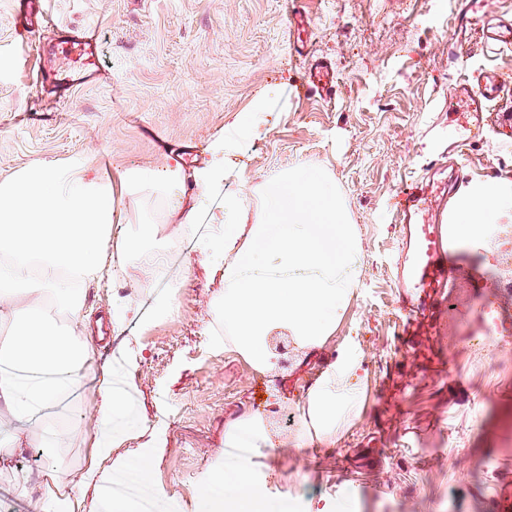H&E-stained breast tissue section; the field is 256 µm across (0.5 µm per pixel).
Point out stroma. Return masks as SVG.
I'll list each match as a JSON object with an SVG mask.
<instances>
[{"label":"stroma","mask_w":512,"mask_h":512,"mask_svg":"<svg viewBox=\"0 0 512 512\" xmlns=\"http://www.w3.org/2000/svg\"><path fill=\"white\" fill-rule=\"evenodd\" d=\"M320 56L336 66L331 102L308 94L288 47L282 0H47L54 24L22 47L12 0H0V181L37 167L90 164L160 168L181 158L185 177L206 167L235 114L261 125L258 139H233L235 166L223 183L175 190L195 206L188 232L166 221V203L114 189L120 225L153 224L152 245L172 273V303L150 318L140 264L86 288L84 312L124 311L112 340L98 342L79 388L18 419L0 414V440L23 436L0 472V512H36L38 494L92 458L89 442H53L57 430L92 433L100 370L125 386L130 418L100 464L102 479L83 512H102L110 486L140 457L152 461L153 508L208 512L197 484L227 465L224 427L263 417L268 440L250 454V474L271 512H496L512 499V366H495L473 346L496 306L512 336V292L489 289L483 262L494 238L452 243L450 302L437 305L425 335L407 346L396 288L401 259L394 207L406 181L433 167L457 171L469 189L498 184L512 195V94L483 113L485 135L467 138L448 106L463 72L455 58V0H299ZM94 26L101 73L62 90V28ZM462 142L458 157L449 141ZM310 164L325 175L355 225L359 283L322 347L295 350L288 367L264 373L232 343L214 341L213 306L224 267L203 245L219 231L224 201L241 179L260 181ZM141 351L135 374L129 349ZM354 359V406L335 433L307 436L303 413L311 373ZM32 495L20 494L15 476Z\"/></svg>","instance_id":"obj_1"}]
</instances>
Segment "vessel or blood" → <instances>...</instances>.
<instances>
[{
	"instance_id": "vessel-or-blood-1",
	"label": "vessel or blood",
	"mask_w": 512,
	"mask_h": 512,
	"mask_svg": "<svg viewBox=\"0 0 512 512\" xmlns=\"http://www.w3.org/2000/svg\"><path fill=\"white\" fill-rule=\"evenodd\" d=\"M46 0H13L15 32L27 38L34 28L52 25L45 8ZM456 42L458 57H466L469 48L465 34L480 28L487 53L496 54L512 47V15H490L484 0H456ZM309 17L302 13L298 0L288 3V40L298 60L305 64L304 82L308 91L322 99H331L336 88V71L331 62L316 57L309 40ZM99 43L95 30L72 33L66 55L76 73L98 72ZM512 86V76L496 68L471 74L452 89L451 107L459 112H487L491 103ZM451 190L434 178L419 179L400 194L396 206L398 223L406 230L404 256L397 267L398 303L402 310L425 316L428 300L441 296L448 286L449 240L444 226L446 199Z\"/></svg>"
}]
</instances>
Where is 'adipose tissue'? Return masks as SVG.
Masks as SVG:
<instances>
[{
  "instance_id": "1",
  "label": "adipose tissue",
  "mask_w": 512,
  "mask_h": 512,
  "mask_svg": "<svg viewBox=\"0 0 512 512\" xmlns=\"http://www.w3.org/2000/svg\"><path fill=\"white\" fill-rule=\"evenodd\" d=\"M181 172L180 165L169 164L156 171L123 169L110 178L90 165L71 172L42 166L0 183V320L11 324L0 338V409L22 417L77 387L79 368L94 348L84 284L121 274L133 259L142 261L145 281L161 271L144 251L153 225L115 234L113 182L163 196ZM249 198L261 203L251 224L243 217ZM511 212L512 198L496 184H484L459 200L454 237L471 238L481 225ZM223 222L208 247L224 262L219 313L225 334L263 371L277 364L269 347L274 333H287L304 349L321 346L357 286L360 265L356 228L335 186L301 167L257 184L245 181L225 201ZM48 296L70 317V327L46 314ZM20 297L26 305L11 307ZM356 370L355 363H339L311 393L306 415L317 432H335L351 408L349 381ZM100 392L92 448L94 456L107 458L116 445L113 428L126 418L129 404L110 373H103ZM99 479L93 463L68 474L37 498V512H79L85 489ZM217 485L231 512H263L265 492L251 479L249 460H240L232 476L214 469L199 483V499L209 501Z\"/></svg>"
}]
</instances>
